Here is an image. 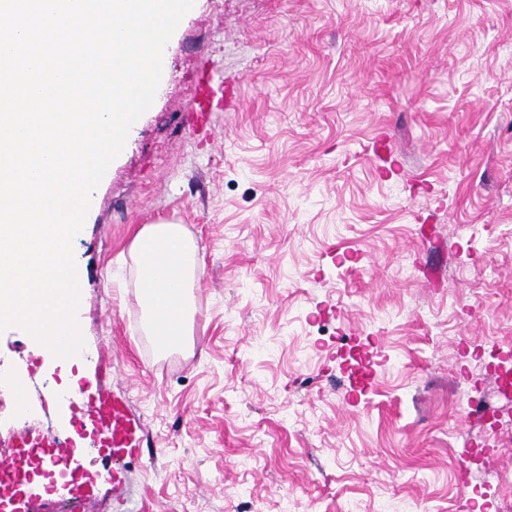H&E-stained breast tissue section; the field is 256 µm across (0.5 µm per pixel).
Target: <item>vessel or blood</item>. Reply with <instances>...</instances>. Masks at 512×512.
Returning <instances> with one entry per match:
<instances>
[{
  "mask_svg": "<svg viewBox=\"0 0 512 512\" xmlns=\"http://www.w3.org/2000/svg\"><path fill=\"white\" fill-rule=\"evenodd\" d=\"M225 93L224 84L202 76L193 95L194 124L204 123L209 112L222 107ZM69 406L73 436L62 440L48 431L31 430L16 437L11 456L0 460V512H15L11 502L17 497L16 487L29 473L74 462L84 451L80 436L85 430L94 431L101 453L113 462L101 472L102 480L120 485L117 463L141 456L145 428L125 390L101 386L92 391L82 382L72 389Z\"/></svg>",
  "mask_w": 512,
  "mask_h": 512,
  "instance_id": "b4317fda",
  "label": "vessel or blood"
}]
</instances>
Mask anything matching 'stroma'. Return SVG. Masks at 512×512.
Wrapping results in <instances>:
<instances>
[{
    "mask_svg": "<svg viewBox=\"0 0 512 512\" xmlns=\"http://www.w3.org/2000/svg\"><path fill=\"white\" fill-rule=\"evenodd\" d=\"M205 68L240 104L197 135ZM161 221L200 262L170 352L130 257ZM72 249L84 358L11 326L0 368L35 429L69 431L39 386L127 391L145 448L88 512H512V0H195Z\"/></svg>",
    "mask_w": 512,
    "mask_h": 512,
    "instance_id": "35a3bbf8",
    "label": "stroma"
}]
</instances>
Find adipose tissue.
I'll list each match as a JSON object with an SVG mask.
<instances>
[{"label":"adipose tissue","mask_w":512,"mask_h":512,"mask_svg":"<svg viewBox=\"0 0 512 512\" xmlns=\"http://www.w3.org/2000/svg\"><path fill=\"white\" fill-rule=\"evenodd\" d=\"M131 258L144 313V329L160 348H178L194 309L192 288L198 248L182 225H146L135 237Z\"/></svg>","instance_id":"adipose-tissue-1"}]
</instances>
